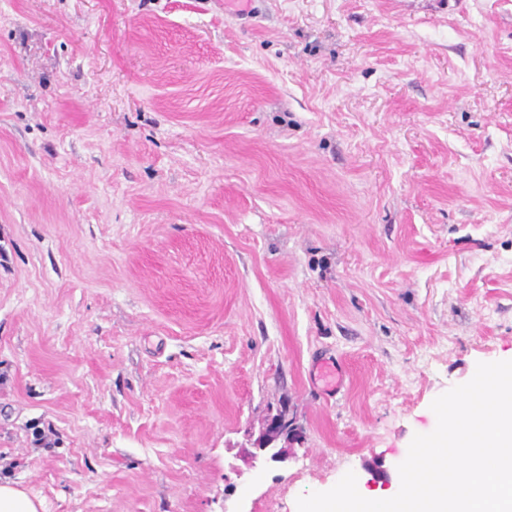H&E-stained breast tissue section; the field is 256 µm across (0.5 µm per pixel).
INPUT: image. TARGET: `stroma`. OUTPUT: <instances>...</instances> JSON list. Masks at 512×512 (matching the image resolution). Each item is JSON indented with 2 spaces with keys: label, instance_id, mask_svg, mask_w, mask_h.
Wrapping results in <instances>:
<instances>
[{
  "label": "stroma",
  "instance_id": "1",
  "mask_svg": "<svg viewBox=\"0 0 512 512\" xmlns=\"http://www.w3.org/2000/svg\"><path fill=\"white\" fill-rule=\"evenodd\" d=\"M509 355L512 0H0V477L44 512L367 489ZM301 437V431L285 416L279 417L276 414L267 416L252 443L254 451L250 452L248 457L251 466L257 463L285 462L290 458L291 448H285L286 446L279 448L278 443L281 441L286 445L297 443Z\"/></svg>",
  "mask_w": 512,
  "mask_h": 512
}]
</instances>
